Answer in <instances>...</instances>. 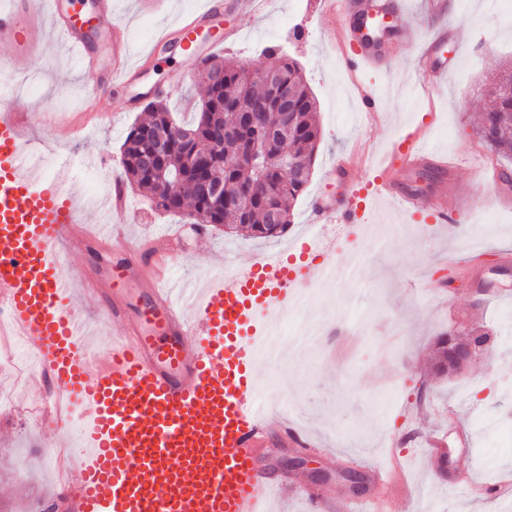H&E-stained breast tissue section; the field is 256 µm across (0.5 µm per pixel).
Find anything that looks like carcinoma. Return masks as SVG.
<instances>
[{
    "label": "carcinoma",
    "instance_id": "obj_1",
    "mask_svg": "<svg viewBox=\"0 0 512 512\" xmlns=\"http://www.w3.org/2000/svg\"><path fill=\"white\" fill-rule=\"evenodd\" d=\"M277 80L291 94V130L286 138L266 141V128L282 120L277 103L265 86L231 59L208 55L201 59L204 73L220 72L218 83L204 80L205 98L189 122L179 123L166 103L150 101L147 116L127 133L120 157L123 181L146 192L156 209L201 223L225 226L228 233L244 232L255 239L284 235L292 224L294 206L309 180H289L280 169L281 158L293 156L313 167L321 138L316 105L301 68L284 53L268 50ZM243 98L260 107L258 123L235 135L236 108ZM489 105L475 133L490 149L512 154V69L500 70L489 91ZM266 144L265 171L257 175L239 168L236 156L243 145ZM458 342L439 339L433 359L437 373L456 370Z\"/></svg>",
    "mask_w": 512,
    "mask_h": 512
}]
</instances>
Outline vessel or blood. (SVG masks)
Segmentation results:
<instances>
[{"label":"vessel or blood","instance_id":"1","mask_svg":"<svg viewBox=\"0 0 512 512\" xmlns=\"http://www.w3.org/2000/svg\"><path fill=\"white\" fill-rule=\"evenodd\" d=\"M320 5L324 15L340 18L335 34L352 50L345 59L350 71L384 59L387 46L368 40L361 22L379 17L393 27L395 0ZM219 7L218 0H202L180 30L204 23ZM48 26L81 56L83 79L92 82L81 28L58 0L45 26L15 13L0 16V42L14 54L0 58V71L13 70L14 58L29 53ZM444 40L436 32L409 43L417 70L435 81L448 73L439 58ZM112 51L110 81L126 83L135 70L128 37L114 33ZM28 124L27 113L0 104V310L38 377L52 387L35 405L38 421L60 438L82 425L69 450L73 467L47 512H267L276 482L259 467L270 433L254 400V343L271 316H287L300 290L325 275L328 260H310L312 245L304 241L294 246L297 264L279 255L257 258L211 279L200 294L172 289V239L162 235L137 250L121 225H106L99 235L81 230L84 208L60 178L30 173ZM423 167L453 169L420 125L406 129L374 167L373 191L456 232L464 217L447 196L402 187L400 175ZM333 218L359 221L345 197L317 196L311 223ZM75 242L111 249V267L90 275L65 263L62 250ZM77 283L95 298L101 326L121 324L120 335L93 346L87 312L74 296Z\"/></svg>","mask_w":512,"mask_h":512}]
</instances>
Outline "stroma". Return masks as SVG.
<instances>
[{"label": "stroma", "mask_w": 512, "mask_h": 512, "mask_svg": "<svg viewBox=\"0 0 512 512\" xmlns=\"http://www.w3.org/2000/svg\"><path fill=\"white\" fill-rule=\"evenodd\" d=\"M195 0H112V19L143 56L133 79L122 85L83 83L77 61L55 35L17 66L35 86L19 99L35 114L28 139L50 146L49 156L31 159L39 172H60L67 186L87 203L86 229H94L105 209L109 183L120 175V153L134 121L156 91L174 112H192L204 97L197 64L182 44L156 48L165 32L194 7ZM403 28L445 30L446 56L453 66L439 84L415 71L412 56L393 53L375 71L347 70L341 49L330 37L332 22L321 17L318 0H269L266 12L246 17L224 8L197 32V45L238 27L237 42L220 55L242 60L247 69L265 65V51L283 48L306 74L322 131L312 178L294 210V222L279 239L225 234L223 227L197 232L187 218L157 210L136 188H127L128 210L121 216L126 236L137 243L167 234L177 243L171 279L178 288H199L226 270L289 250L308 233L332 244L336 264L361 260L365 276L356 284L335 281L313 290L292 307L282 327L296 332L304 316L323 313L325 338L295 362L266 364L259 387L266 393L264 414L270 431L282 420L310 435L322 454L271 440L260 465L279 486L269 494V512H309L305 492L354 500L388 495L390 512H512V493L488 497L481 488L512 478V202L499 199L487 180L512 159L482 143L474 128L485 106L486 88L500 66L512 63V0H400ZM387 88L377 118L365 117L356 99L360 88ZM423 124L429 142L449 159H461L450 174L420 172L406 183L429 192L447 190L458 204L480 198L484 210L466 212L456 240L430 228L387 201L369 200L363 225L331 222L306 228V210L317 192L344 193L327 170L344 155L368 151L378 160L407 127ZM103 154L108 163L88 167L85 159ZM486 334L484 351L461 372L435 377L433 343L460 326ZM0 379V393L13 395L14 410H0V512L50 499L58 479L47 449L54 435L26 407L47 397L48 384L22 380L23 370ZM472 437L473 450L457 441V428ZM439 439L448 454V475L437 474L425 445ZM354 470L367 481L354 492L340 472ZM464 475L452 488L448 477ZM416 486L403 498L399 487Z\"/></svg>", "instance_id": "35a3bbf8"}]
</instances>
